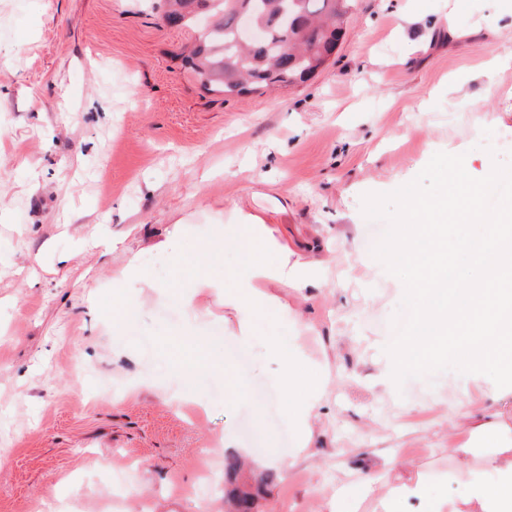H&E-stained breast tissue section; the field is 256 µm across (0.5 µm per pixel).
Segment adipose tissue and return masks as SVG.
Segmentation results:
<instances>
[{
	"label": "adipose tissue",
	"instance_id": "obj_1",
	"mask_svg": "<svg viewBox=\"0 0 512 512\" xmlns=\"http://www.w3.org/2000/svg\"><path fill=\"white\" fill-rule=\"evenodd\" d=\"M483 191V186L478 185L452 195L442 187L429 199L405 202V211L416 222L410 235L396 241L397 250L413 266L403 287L415 298L418 320L432 324L434 332L422 342L406 337L389 343L379 382L387 387L397 386L412 370L428 371L447 350H457L467 369L457 376L448 398V412L452 415L472 413L468 389L477 380H485L486 395L492 401L512 394L511 207L506 208L500 223L486 225L488 251L484 268L469 279L466 287L458 289L452 312L443 313L437 304L442 288L454 283V253L468 249L466 238L449 239L447 221L453 218L465 224L473 220ZM223 239L245 246L253 255L235 287L224 291L225 306L239 316L238 340L248 346L254 339V319L279 304L277 298L266 293V284L277 281L290 288L306 287L316 266L293 259L287 246L274 241L264 221L245 211L240 212L237 224L224 232ZM267 349L282 365L280 389L292 403L289 417L301 443L297 453L305 455L313 424L321 416V389L314 384L306 395L296 396L293 384L301 364L298 347L273 339ZM500 429L499 414L480 415L475 433L491 449L488 462L495 478L471 483L461 506H450L449 512H512V445L495 443Z\"/></svg>",
	"mask_w": 512,
	"mask_h": 512
}]
</instances>
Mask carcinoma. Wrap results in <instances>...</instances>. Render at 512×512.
Segmentation results:
<instances>
[{
  "label": "carcinoma",
  "instance_id": "obj_1",
  "mask_svg": "<svg viewBox=\"0 0 512 512\" xmlns=\"http://www.w3.org/2000/svg\"><path fill=\"white\" fill-rule=\"evenodd\" d=\"M163 20L194 26L211 18L186 61L207 91L242 95L303 82L324 67L349 18L352 0H165ZM263 30L241 43L240 11Z\"/></svg>",
  "mask_w": 512,
  "mask_h": 512
}]
</instances>
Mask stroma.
<instances>
[{"mask_svg": "<svg viewBox=\"0 0 512 512\" xmlns=\"http://www.w3.org/2000/svg\"><path fill=\"white\" fill-rule=\"evenodd\" d=\"M161 14L160 0H0V512H225L201 473L240 448L279 459L245 469L263 483L254 512H380L416 474L432 499L462 498L491 477L470 418L448 412L464 364L376 385L409 269L369 240H391L439 169L492 179L472 235L512 204V0H353L309 80L228 98L182 66L197 28ZM239 206L325 276L268 284L281 306L247 347L223 298L202 288L189 309L179 290ZM133 257L150 284L117 321ZM216 329L223 373L185 388L187 337ZM271 336L325 386L300 459Z\"/></svg>", "mask_w": 512, "mask_h": 512, "instance_id": "35a3bbf8", "label": "stroma"}]
</instances>
